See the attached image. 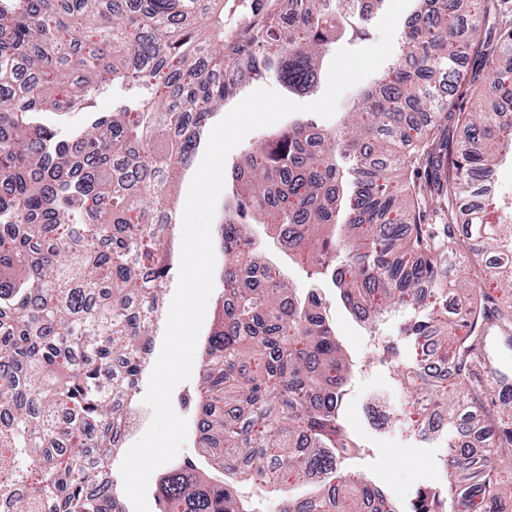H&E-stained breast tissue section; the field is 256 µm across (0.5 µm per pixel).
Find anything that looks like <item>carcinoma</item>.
Listing matches in <instances>:
<instances>
[{"mask_svg":"<svg viewBox=\"0 0 512 512\" xmlns=\"http://www.w3.org/2000/svg\"><path fill=\"white\" fill-rule=\"evenodd\" d=\"M0 0V512H125L112 479L123 402L133 400L153 343L176 223L172 186L189 166L213 112L249 75L213 72L247 49L271 50L292 92L317 83L331 36L347 22L367 34L382 0ZM403 51L359 91L349 125L328 132L293 121L243 154L229 180L234 203L217 225L224 302L204 347L196 399L199 445L215 468L282 494L280 512H499V453L457 448L482 408L483 336L512 348V311L480 283L512 290V201L471 205L468 256L452 276L454 219L481 196L478 174L512 138V0H416ZM288 12L280 30L274 7ZM209 28L220 51L204 49ZM466 58L484 74L459 69ZM142 93L66 135L41 112H87L100 93ZM508 108L469 112L457 89ZM436 112L420 137L413 113ZM394 164L413 176L394 182ZM279 232L288 258L332 274L336 298L371 327L401 311L378 349L392 360L433 336L452 383L423 362L398 375L418 411L386 424L420 435L427 402L447 419L446 483L402 507L338 454L358 444L340 424L355 364L321 300L301 295L271 263L245 257L250 226ZM463 295L465 335L447 319L448 290ZM453 395H448V387ZM490 446L512 429L484 424ZM307 486L284 495L289 483ZM158 512H255L227 481L190 459L157 485Z\"/></svg>","mask_w":512,"mask_h":512,"instance_id":"1","label":"carcinoma"}]
</instances>
